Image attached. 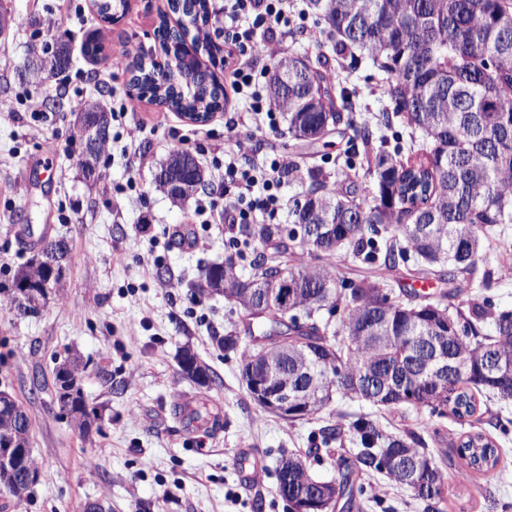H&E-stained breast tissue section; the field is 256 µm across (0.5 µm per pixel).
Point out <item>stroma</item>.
Listing matches in <instances>:
<instances>
[{
    "mask_svg": "<svg viewBox=\"0 0 512 512\" xmlns=\"http://www.w3.org/2000/svg\"><path fill=\"white\" fill-rule=\"evenodd\" d=\"M98 2L0 0L12 15L11 26L0 33V98L13 106L0 113V281L32 257L42 239L62 237L69 244L60 294L40 316H17L0 296V389L12 392L27 412L37 462L30 491L21 499L0 493V512H84L95 501L110 512H288L275 479L281 453L304 456L313 476L336 480L337 453L312 456L308 450L319 442L322 427L360 417L391 435L417 431L439 460L468 433L485 434L499 450L495 468L449 481L443 512H512V401L477 394L475 415L460 420L337 397L310 419L295 422L254 403L241 378L239 353L214 343L239 326L238 309L192 288L204 264L224 262L234 253L218 217L230 199L214 193L216 216L209 224L195 223L194 200L173 203L156 188V172L174 150L185 149L211 184H218L211 160L223 154L225 143L238 140L249 165L264 162L270 142L289 160L316 163L328 175L351 163L350 176L364 200L373 181L348 136L334 132L298 147L284 115L274 130H228V115L249 109L243 99L214 113L207 124L194 125L145 98L138 112L113 122L101 178L89 185L72 145L75 116L87 102L109 109L130 95L129 73L115 75L109 68L112 54L130 48L163 61L155 28L159 12L168 8L167 0H128L124 17L112 24L99 14ZM51 21L69 41L72 61L63 77L65 95L54 111L37 118L31 110L43 102L44 88L21 83L17 72ZM96 33L104 49L92 58L83 43ZM333 41L329 32L317 42L297 33L282 42L279 54L313 66L320 55H329L340 86L352 92L348 110L368 125L374 141L390 152L400 147L424 153L425 137L395 114L371 61L333 57ZM134 125L142 131L138 153L129 157L121 152V137ZM510 249L512 227L484 250L482 266L494 273L484 294L496 310H512V273L497 268L498 255ZM161 266L175 287L157 279ZM185 346L212 371L209 389L182 376L177 355ZM74 353L88 364L81 388L100 414L98 432L87 439L59 416L53 400L54 369ZM203 393L220 415L219 429L190 430L177 413L178 398ZM245 455L263 468L258 483L244 480L239 462ZM353 494L360 512H423L406 487L378 472L361 476Z\"/></svg>",
    "mask_w": 512,
    "mask_h": 512,
    "instance_id": "1",
    "label": "stroma"
}]
</instances>
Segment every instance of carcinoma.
<instances>
[{"mask_svg":"<svg viewBox=\"0 0 512 512\" xmlns=\"http://www.w3.org/2000/svg\"><path fill=\"white\" fill-rule=\"evenodd\" d=\"M310 8L336 33V55L367 56L382 73L383 93L415 131L430 139L425 161L410 164L398 154L373 150L368 127L342 113L329 60L314 68L298 57L280 59L268 74L271 103L288 115L290 138L311 143L340 127L361 141L376 193L356 202L358 187L344 170L334 187L318 181L321 169H308L315 188L291 200L293 223L225 225L235 239V257L201 270L197 292L221 294L244 314L243 329L215 336L217 346L237 345L242 372L260 369L267 351V374L287 380L301 400L320 408L335 395L357 396L382 406L408 404L432 415L450 412L462 419L476 413L474 392L512 400V312L492 314L487 301L467 299L468 314L450 311L447 299L479 295L489 287L479 270L487 235L512 224V0H309ZM181 14L178 28L160 17L157 35L170 45L166 69L138 57L127 64L131 84L141 95L191 118L206 121L224 108V87L213 73L194 63L193 52H218L208 29L209 0H170ZM39 53V71L27 68L19 78L56 80L68 67L70 48L47 34ZM112 113L97 103L84 106L77 122L76 144L84 177H99V163L110 145ZM97 134L86 151L88 131ZM155 182L174 202L187 200L208 185L204 170L186 150L172 152ZM304 224L332 227L303 241ZM393 230L406 241L380 239ZM351 258L387 272L414 260L417 273L433 276L448 290L423 303L390 299L388 282L375 275L356 281L338 278L330 259L341 247ZM249 261L241 277L236 261ZM43 268L33 260L20 266L9 289V302L22 316H36L41 297L24 291ZM294 292L283 306L281 292ZM343 307L339 326L322 321L328 305ZM493 317L495 335L478 338L476 324ZM334 347L326 365L321 350ZM196 365L181 373L197 382L196 373L213 380L210 369L189 347L178 364ZM69 369L73 384L62 393L54 386L58 409L80 434L97 423L80 387L86 366L65 360L55 372ZM26 411L0 390V444L29 445L30 425L18 418ZM187 419L201 426L219 421L204 401L186 407ZM349 429L359 447L341 459V480L314 478L306 462L284 455L277 466L278 489L285 499L303 496L334 504L363 474L378 471L406 486L424 504V512H441L448 476L413 430L386 435L371 420L359 418ZM340 423L320 430L328 447L343 441ZM468 467L487 472L498 461L491 441L469 434L456 449Z\"/></svg>","mask_w":512,"mask_h":512,"instance_id":"obj_1","label":"carcinoma"}]
</instances>
